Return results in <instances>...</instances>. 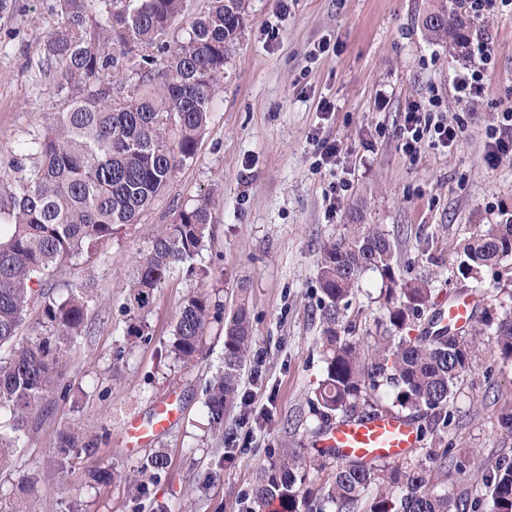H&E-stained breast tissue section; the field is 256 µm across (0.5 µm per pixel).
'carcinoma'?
I'll return each mask as SVG.
<instances>
[{
  "label": "carcinoma",
  "instance_id": "cac0c4a2",
  "mask_svg": "<svg viewBox=\"0 0 512 512\" xmlns=\"http://www.w3.org/2000/svg\"><path fill=\"white\" fill-rule=\"evenodd\" d=\"M430 2L421 20L426 38L450 39L466 48L462 0ZM47 10L51 25L44 53L64 79L68 108L44 132L20 144L6 166L23 175L0 188L5 196L0 210V351H5L0 355V411H9L13 419L10 431H0V466L17 447L27 414L49 393L62 344L81 336L87 325L86 289L48 299L43 281L65 260L93 252L136 223L177 166L195 157L217 75L246 20L245 0H211L208 11L190 19L187 0H52ZM185 20L188 36L174 39V26ZM153 50L166 55L163 67H156ZM123 70L131 72L130 80H104V74ZM217 205L207 194L176 209L172 222L141 253L123 306L126 340L148 339L145 316L167 276L181 266L196 273L193 259L211 236ZM500 216L499 223L464 246L457 265L464 285L457 296L466 295V282H479L484 269L512 258V214L504 210ZM350 219L343 236L326 244L318 261L324 374L312 403L326 418L389 404L446 427L452 418L450 398L473 367L478 336L494 329L501 358L512 362V310L506 309L512 289L503 286L499 294L507 300L472 316L467 331L431 318L412 336L435 305V289L426 277L401 278L394 244L380 225L365 223L363 210L355 209ZM367 271L381 279L384 309L383 330L369 344L340 324ZM37 302L49 334L21 341L20 327ZM213 321L224 323V361L206 385L205 407L211 428L220 430L224 414L240 401L239 379L252 344L246 306L225 317L211 294H188L171 353L186 366L194 364ZM78 444L75 431L59 434L55 472L70 467ZM450 461L449 448H417L400 465L322 463L321 468H331L322 500L335 505L336 512H512L511 462L482 475L484 491L452 500L428 488L432 472L444 471ZM167 467V457L157 454L138 472L156 480ZM89 475L97 484L121 477L99 463ZM305 481L306 470L292 452L261 473L253 501L261 510L276 505L277 512H301L310 497ZM373 487L380 492L370 497Z\"/></svg>",
  "mask_w": 512,
  "mask_h": 512
}]
</instances>
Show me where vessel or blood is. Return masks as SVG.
Returning <instances> with one entry per match:
<instances>
[{"label": "vessel or blood", "mask_w": 512, "mask_h": 512, "mask_svg": "<svg viewBox=\"0 0 512 512\" xmlns=\"http://www.w3.org/2000/svg\"><path fill=\"white\" fill-rule=\"evenodd\" d=\"M170 404L159 406L155 418L147 423L131 421L126 427L129 446H142L164 432L174 421ZM421 431L410 419L391 413L341 420L324 434L326 448L341 460L402 459L419 447Z\"/></svg>", "instance_id": "obj_1"}]
</instances>
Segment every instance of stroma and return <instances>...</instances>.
<instances>
[{
  "label": "stroma",
  "mask_w": 512,
  "mask_h": 512,
  "mask_svg": "<svg viewBox=\"0 0 512 512\" xmlns=\"http://www.w3.org/2000/svg\"><path fill=\"white\" fill-rule=\"evenodd\" d=\"M50 0H17L0 18V159L42 132L65 107L58 78L44 60ZM429 0H247L238 47L217 81L210 121L193 159L180 164L166 189L92 257L65 261L49 285L53 295L86 289L91 313L82 336L63 348L52 388L28 416L23 444L0 468V503L28 512H252L257 473L288 451L306 461L323 456L321 419L309 403L323 377L317 262L322 246L343 232L362 206L396 246L400 274L430 277L441 303L458 288L456 260L472 234L512 212V148L496 149L489 130L512 107V6L471 24L470 38L489 39L495 63L485 92L461 111L453 88L470 61L450 44L429 43L421 19ZM326 53L316 54L319 43ZM334 112H318L319 99ZM439 99L453 146L403 149L408 102ZM335 141V164L314 169L315 139ZM345 181L335 213L325 192ZM218 197L213 233L197 260L203 274H171L147 315L150 338L125 346L124 298L135 258L177 207L205 193ZM212 292L224 308L246 303L253 325L243 396L212 431L204 404L208 379L223 363L224 338L210 332L197 366L170 353L184 297ZM377 274L361 276L342 323L367 339L383 315ZM171 403L174 423L138 448L122 430L131 418L150 421ZM456 422L428 429L429 448L451 447L458 464L433 478L436 492L458 498L512 462V362L494 336L481 337L472 370L449 402ZM76 429L93 443L63 474L53 471L58 431ZM161 453L168 467L147 495L130 475ZM126 478L90 482V461Z\"/></svg>",
  "instance_id": "35a3bbf8"
}]
</instances>
